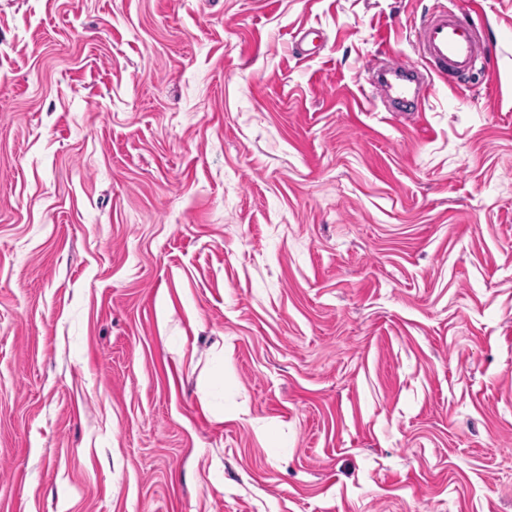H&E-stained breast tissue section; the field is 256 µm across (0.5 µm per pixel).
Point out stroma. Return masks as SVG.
<instances>
[{"label":"stroma","mask_w":512,"mask_h":512,"mask_svg":"<svg viewBox=\"0 0 512 512\" xmlns=\"http://www.w3.org/2000/svg\"><path fill=\"white\" fill-rule=\"evenodd\" d=\"M433 3L0 0V512H512V0L360 92ZM413 42L424 59L456 81L464 80L490 49L475 25L463 23L444 4L415 30ZM407 72V66L402 60L397 58L389 59L387 62L383 63L380 73L395 76V81L382 83L379 78L372 80L370 82L372 87L370 95H367L364 89L361 90L362 95L367 97L369 100L370 98H375L382 93L386 96L393 94L398 99H405L407 96H411L413 101L418 100L420 98L419 92L413 90L412 87L406 83L410 82V80L404 76Z\"/></svg>","instance_id":"1"}]
</instances>
